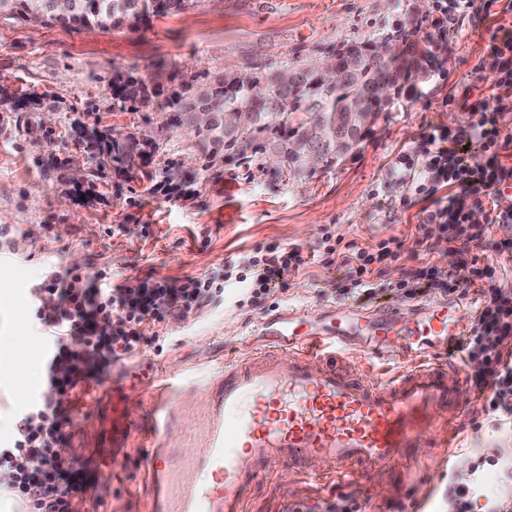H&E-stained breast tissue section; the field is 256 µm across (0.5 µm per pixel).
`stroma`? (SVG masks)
<instances>
[{"mask_svg": "<svg viewBox=\"0 0 512 512\" xmlns=\"http://www.w3.org/2000/svg\"><path fill=\"white\" fill-rule=\"evenodd\" d=\"M432 5L433 0H199L183 14L111 33L0 19V224L19 227L0 255V433L10 430L16 410L41 379L42 335L28 305L15 297L18 281L40 280L52 268L103 270L116 285L149 278L178 285L259 250L295 248L309 260L284 288L257 301L241 306L227 298L201 316L167 320L161 348L143 347L115 364L134 423L133 451L112 453L111 399L82 398L71 446L89 458L88 473L101 494L99 503H86L87 512H147L144 458L156 415L158 370L184 377L169 439L190 451L217 364L240 350L258 319L289 306L321 311L347 303L341 272L321 257L322 227L369 250L384 238L404 240L403 261L383 270L387 282L428 263L447 267L440 251L415 242V226L432 200L390 188L391 169L401 149L426 127L462 124L463 112L448 100L475 83L473 67L488 40V25L470 18L433 34L427 47L444 42L452 55L446 79L433 74L416 81L399 108L380 114L358 149L306 179L272 180L230 162L202 169L192 158V138L166 127L162 113L113 109L114 67H135L146 79L159 69H190L214 78L271 60L306 59L351 37L378 39L404 20L428 24ZM29 94L40 98L39 109L29 115L32 124L42 123L45 110L54 112L51 138L11 134L10 110ZM74 122L166 142L165 155L153 162L170 157L193 170L192 197L167 200L148 191L140 178L109 173L73 181V163L95 166L93 150L74 139ZM458 393L467 408L437 411L435 425L404 465L365 474L348 486L315 483L282 468L255 485L247 512H289L299 502L311 512H326L343 493L356 498L361 512H446L449 457L474 448L512 451V435L492 422L473 429L479 412L471 406V385L459 384Z\"/></svg>", "mask_w": 512, "mask_h": 512, "instance_id": "35a3bbf8", "label": "stroma"}]
</instances>
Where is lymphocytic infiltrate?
<instances>
[{"mask_svg": "<svg viewBox=\"0 0 512 512\" xmlns=\"http://www.w3.org/2000/svg\"><path fill=\"white\" fill-rule=\"evenodd\" d=\"M492 18L489 39L474 72L476 86L466 87L457 106L465 114L456 128L435 126L402 150L392 175L399 185L411 184L415 167L423 180L415 185L422 198H434L416 227L417 244L443 245L456 257L466 240L491 236L493 257L472 260L470 285L476 286L479 306L461 347L464 364L473 380L482 411L497 427L512 428V287L506 284L505 259H512V206L502 205L512 189V137L500 127L512 115V0H434L432 29L441 31L472 16ZM477 143L484 160L472 162L466 150ZM321 244L332 264L344 270L351 297L370 301L389 290L413 299L433 290L450 296L461 288L454 270L434 265L407 274L389 285L379 279V265L398 260L403 241L382 240L376 252L355 241L335 240L322 228ZM307 260L295 249H272L248 259L245 266L224 268L191 277L174 286L163 279H146L134 285L112 284L106 271L95 275L69 271L48 272L35 288L29 310L44 329L46 358L43 392L15 416L11 432L0 438V494L23 497L37 484L43 497L28 504L27 512H82L96 489L81 459L68 444L79 402L78 389L101 379L113 362L137 353L141 346L158 343L159 324L168 317L201 315L225 290L255 299L287 285ZM109 325L101 333V325ZM66 373H57L59 365ZM39 469H31V458ZM496 454L479 452L449 464V472L467 468L468 482H448V512H472L483 499L480 474L496 465Z\"/></svg>", "mask_w": 512, "mask_h": 512, "instance_id": "1", "label": "lymphocytic infiltrate"}]
</instances>
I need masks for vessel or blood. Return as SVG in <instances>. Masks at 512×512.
I'll use <instances>...</instances> for the list:
<instances>
[{
	"instance_id": "obj_1",
	"label": "vessel or blood",
	"mask_w": 512,
	"mask_h": 512,
	"mask_svg": "<svg viewBox=\"0 0 512 512\" xmlns=\"http://www.w3.org/2000/svg\"><path fill=\"white\" fill-rule=\"evenodd\" d=\"M470 311V302L454 297L405 310L385 302L319 314L291 307L262 319L254 333L265 351L225 361L211 379L194 450L176 456L164 429L151 431L150 512H246L256 479L282 467L347 484L399 465L440 406L461 404L444 366L416 363L417 350L430 343L455 354ZM329 349L405 368L385 380L360 365L340 371ZM181 384V375H163L156 400L165 416L177 415ZM131 428L122 392L113 389V441L126 445Z\"/></svg>"
}]
</instances>
